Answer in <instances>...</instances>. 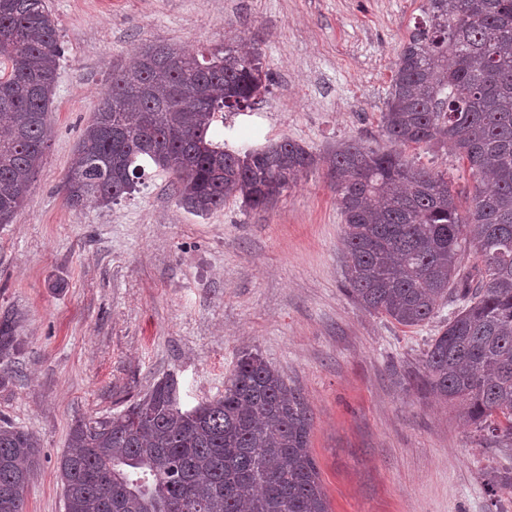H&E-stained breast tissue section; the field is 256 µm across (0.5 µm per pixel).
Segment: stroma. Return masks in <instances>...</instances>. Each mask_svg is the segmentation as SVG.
Listing matches in <instances>:
<instances>
[{
	"instance_id": "stroma-1",
	"label": "stroma",
	"mask_w": 512,
	"mask_h": 512,
	"mask_svg": "<svg viewBox=\"0 0 512 512\" xmlns=\"http://www.w3.org/2000/svg\"><path fill=\"white\" fill-rule=\"evenodd\" d=\"M63 56L54 135L32 194L0 225V315L21 351L0 413L36 434L27 512H65L56 463L80 417L123 412L159 380L183 407L219 397L243 351L299 387L332 512H512L485 474L512 467L454 407L418 388L423 354L451 312L414 329L360 308L346 291L344 220L325 165L272 208L240 201L201 216L146 165L121 201L75 210L61 184L113 72L142 44L198 52L227 37L257 47L273 79L253 111L227 114L215 140L260 148L287 138L316 154L346 140L390 147L380 114L401 45L426 0H47ZM415 164L472 190L450 146L406 149Z\"/></svg>"
}]
</instances>
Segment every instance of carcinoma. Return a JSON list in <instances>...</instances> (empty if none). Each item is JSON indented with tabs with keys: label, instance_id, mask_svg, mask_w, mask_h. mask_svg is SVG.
<instances>
[{
	"label": "carcinoma",
	"instance_id": "carcinoma-1",
	"mask_svg": "<svg viewBox=\"0 0 512 512\" xmlns=\"http://www.w3.org/2000/svg\"><path fill=\"white\" fill-rule=\"evenodd\" d=\"M63 50L45 0H0V224L28 200L52 140L47 112ZM257 51L209 57L143 45L80 134L67 204L115 203L143 161L173 177L197 214L229 199L265 210L322 162L343 216L347 293L404 327L455 309L431 339L420 386L496 448H512V0H427L402 45L381 130L393 149L346 141L323 157L284 138L260 149L213 139L226 112L253 107L269 75ZM451 145L474 179L419 167L402 149ZM479 264L462 270L461 242ZM20 351L0 319V360ZM166 377L122 413L74 421L57 460L66 512H331L310 448L313 416L295 385L259 354L238 359L224 395L191 416ZM40 440L0 416V512H26ZM492 496L512 495V471Z\"/></svg>",
	"mask_w": 512,
	"mask_h": 512
}]
</instances>
